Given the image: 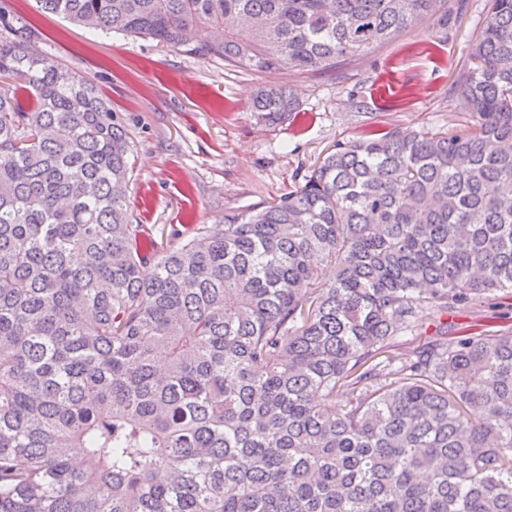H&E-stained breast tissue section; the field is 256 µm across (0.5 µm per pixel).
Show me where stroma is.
Returning <instances> with one entry per match:
<instances>
[{"label":"stroma","instance_id":"stroma-1","mask_svg":"<svg viewBox=\"0 0 512 512\" xmlns=\"http://www.w3.org/2000/svg\"><path fill=\"white\" fill-rule=\"evenodd\" d=\"M490 0H448V30L434 22L350 62L335 75L251 73L194 58L155 42L102 35L45 13L38 0L11 9L45 36L51 61L94 78L136 145L130 205L148 232L170 235L220 224L225 213L294 190L336 141L371 130L452 129L466 118L450 87L469 53ZM288 85L299 112L289 121L258 120L252 98ZM457 331H512V293L452 314Z\"/></svg>","mask_w":512,"mask_h":512}]
</instances>
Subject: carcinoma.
Segmentation results:
<instances>
[{
    "mask_svg": "<svg viewBox=\"0 0 512 512\" xmlns=\"http://www.w3.org/2000/svg\"><path fill=\"white\" fill-rule=\"evenodd\" d=\"M41 2L262 74L448 30L447 0ZM42 44L0 0V512H512V332L444 321L512 291V0L452 82L469 125L338 141L175 246L131 211L126 125Z\"/></svg>",
    "mask_w": 512,
    "mask_h": 512,
    "instance_id": "obj_1",
    "label": "carcinoma"
}]
</instances>
